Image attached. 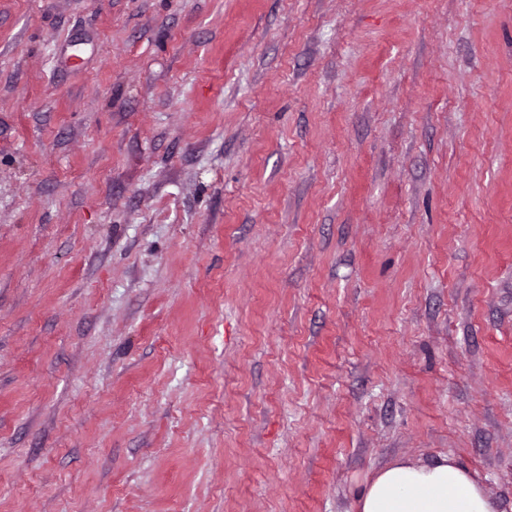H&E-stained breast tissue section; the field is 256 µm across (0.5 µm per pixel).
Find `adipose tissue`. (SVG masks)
I'll return each instance as SVG.
<instances>
[{
  "label": "adipose tissue",
  "instance_id": "ef3b65f1",
  "mask_svg": "<svg viewBox=\"0 0 512 512\" xmlns=\"http://www.w3.org/2000/svg\"><path fill=\"white\" fill-rule=\"evenodd\" d=\"M357 512H496L470 472L442 456L431 463L396 461L380 469L356 504Z\"/></svg>",
  "mask_w": 512,
  "mask_h": 512
}]
</instances>
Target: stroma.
I'll return each mask as SVG.
<instances>
[{"label":"stroma","mask_w":512,"mask_h":512,"mask_svg":"<svg viewBox=\"0 0 512 512\" xmlns=\"http://www.w3.org/2000/svg\"><path fill=\"white\" fill-rule=\"evenodd\" d=\"M512 512V0H0V512ZM357 512H497L470 472L455 459L396 461L380 469L356 504Z\"/></svg>","instance_id":"1"}]
</instances>
